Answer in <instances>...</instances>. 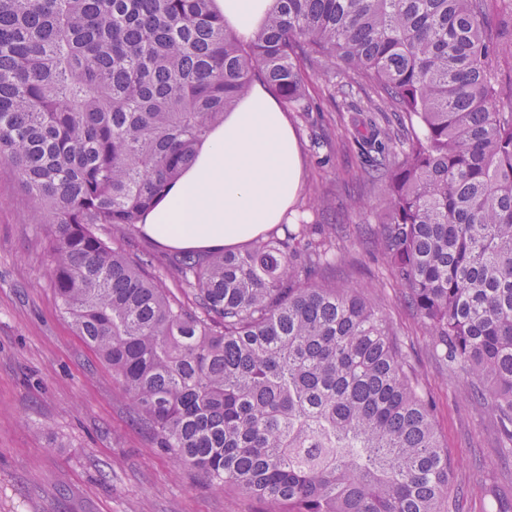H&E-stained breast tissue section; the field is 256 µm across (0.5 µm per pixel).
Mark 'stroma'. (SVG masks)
Returning a JSON list of instances; mask_svg holds the SVG:
<instances>
[{
	"mask_svg": "<svg viewBox=\"0 0 512 512\" xmlns=\"http://www.w3.org/2000/svg\"><path fill=\"white\" fill-rule=\"evenodd\" d=\"M310 109L289 112L302 187L289 223L335 225L338 257L315 273L358 288L383 310L402 353L434 401L433 424L454 468L457 512H497L481 492L487 472L512 486L498 424L472 394L465 370L448 369L375 244L386 206L361 177L362 158L343 99L307 71ZM0 512H266L238 489H216L157 448L107 363L61 316L49 286L44 234L17 172L0 165Z\"/></svg>",
	"mask_w": 512,
	"mask_h": 512,
	"instance_id": "35a3bbf8",
	"label": "stroma"
}]
</instances>
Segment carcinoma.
I'll return each mask as SVG.
<instances>
[{"instance_id":"cac0c4a2","label":"carcinoma","mask_w":512,"mask_h":512,"mask_svg":"<svg viewBox=\"0 0 512 512\" xmlns=\"http://www.w3.org/2000/svg\"><path fill=\"white\" fill-rule=\"evenodd\" d=\"M512 0H272L253 41L213 0H0V161L42 224L56 307L112 367L156 445L267 512H452L433 403L355 289L312 282L330 236L282 225L187 254L163 284L136 231L253 79L309 110L367 84L349 134L383 191L376 239L433 351L492 386L512 456ZM346 77L336 80V62ZM483 489L512 512L493 473Z\"/></svg>"}]
</instances>
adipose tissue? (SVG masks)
Masks as SVG:
<instances>
[{
    "mask_svg": "<svg viewBox=\"0 0 512 512\" xmlns=\"http://www.w3.org/2000/svg\"><path fill=\"white\" fill-rule=\"evenodd\" d=\"M272 0H215L238 35L254 38ZM301 183L298 139L276 98L253 84L211 130L192 163L147 214L148 238L178 250L219 252L288 219Z\"/></svg>",
    "mask_w": 512,
    "mask_h": 512,
    "instance_id": "ef3b65f1",
    "label": "adipose tissue"
}]
</instances>
